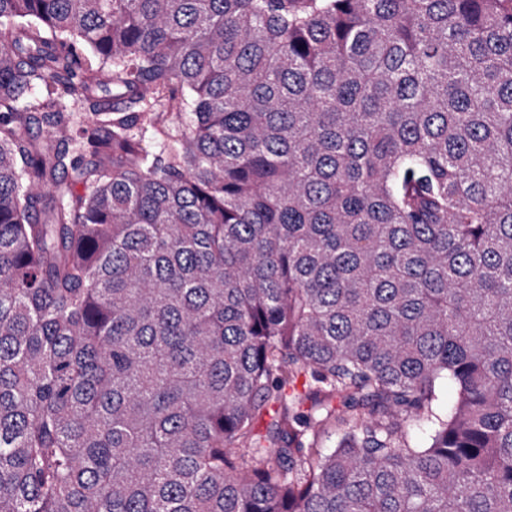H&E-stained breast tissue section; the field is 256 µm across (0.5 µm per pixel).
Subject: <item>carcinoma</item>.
I'll use <instances>...</instances> for the list:
<instances>
[{
    "label": "carcinoma",
    "instance_id": "carcinoma-1",
    "mask_svg": "<svg viewBox=\"0 0 512 512\" xmlns=\"http://www.w3.org/2000/svg\"><path fill=\"white\" fill-rule=\"evenodd\" d=\"M2 32L0 512H512V0ZM156 121L165 122L172 129H177V120L171 114H164L159 119L156 118V114H146L133 129V133L136 134L138 139H141V145L145 150L159 154L160 148L154 137L153 129V123Z\"/></svg>",
    "mask_w": 512,
    "mask_h": 512
}]
</instances>
